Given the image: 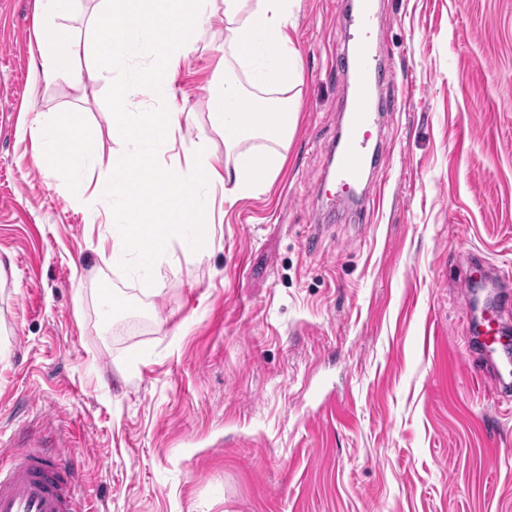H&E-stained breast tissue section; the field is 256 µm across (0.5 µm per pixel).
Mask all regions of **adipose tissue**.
<instances>
[{"label": "adipose tissue", "mask_w": 512, "mask_h": 512, "mask_svg": "<svg viewBox=\"0 0 512 512\" xmlns=\"http://www.w3.org/2000/svg\"><path fill=\"white\" fill-rule=\"evenodd\" d=\"M76 0H36L41 38L37 43L45 79L74 74L80 61L95 70L121 66L136 48L150 51L139 78L112 90L110 129L128 135L132 149L112 154L106 176L95 186L75 184L76 194H111L125 216L112 238V258L137 249L154 262L174 239L190 238L198 254L213 244L216 197L227 201L265 192L281 171L284 151L297 124L294 89L302 82L299 56L288 36L299 0H97L87 19L92 36L67 37L63 23ZM224 12V81L209 83L207 106L213 129L224 141L216 153L209 139L188 149L186 169L160 164L157 146L171 145L181 128L180 112H131L129 100L141 92L168 99L170 84L197 50L198 32L215 7ZM242 71L247 84L233 79ZM32 132L42 145L37 162L77 175L98 160L87 149L94 136L82 112L35 116Z\"/></svg>", "instance_id": "1"}]
</instances>
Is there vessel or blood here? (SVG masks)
Here are the masks:
<instances>
[{"mask_svg": "<svg viewBox=\"0 0 512 512\" xmlns=\"http://www.w3.org/2000/svg\"><path fill=\"white\" fill-rule=\"evenodd\" d=\"M350 10L351 33L337 66L347 78L351 108L336 144V187L351 199L364 185L374 161L369 142L377 125L370 106L378 82L407 84V75L381 66L372 54L371 38L384 27L385 16L373 0H338ZM503 307L487 310L475 328L480 363L467 370L476 381H492L497 397L512 396V327L504 321ZM0 512H90L80 497V475L62 444L32 437L8 464H0Z\"/></svg>", "mask_w": 512, "mask_h": 512, "instance_id": "vessel-or-blood-1", "label": "vessel or blood"}]
</instances>
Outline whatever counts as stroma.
I'll return each mask as SVG.
<instances>
[{
	"instance_id": "1",
	"label": "stroma",
	"mask_w": 512,
	"mask_h": 512,
	"mask_svg": "<svg viewBox=\"0 0 512 512\" xmlns=\"http://www.w3.org/2000/svg\"><path fill=\"white\" fill-rule=\"evenodd\" d=\"M34 2L0 0V462L26 434L62 441L97 512H512V414L469 383L457 286L475 254L512 288V0H374L373 48L410 79L372 96L384 199L313 249L348 23L301 0L281 172L223 203L206 256L174 241L152 273L112 263L110 195L75 197L34 161L37 112H87L97 154L129 148L107 114L133 74L46 82ZM223 41L218 12L170 100L184 140L219 153L204 87Z\"/></svg>"
}]
</instances>
